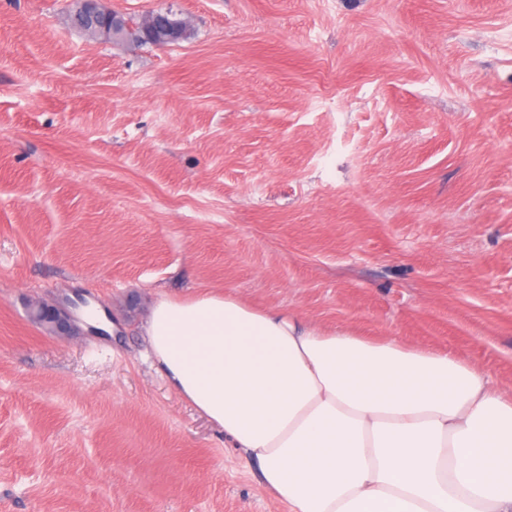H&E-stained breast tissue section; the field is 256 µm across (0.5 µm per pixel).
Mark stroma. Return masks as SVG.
I'll use <instances>...</instances> for the list:
<instances>
[{
  "mask_svg": "<svg viewBox=\"0 0 512 512\" xmlns=\"http://www.w3.org/2000/svg\"><path fill=\"white\" fill-rule=\"evenodd\" d=\"M0 0V512H288L143 322L203 290L512 388V0ZM82 294L112 335L51 336ZM77 2H80V7L75 13L76 17L90 15L92 19L97 18L102 23L99 32H103L107 37H112L114 42L123 41L127 23L122 15L103 9L100 0H77ZM186 29V22L172 13H152L142 26L144 43L164 47L181 38ZM69 304L67 298L57 299L51 303L40 302L33 312V319L51 333L68 336L79 328V319Z\"/></svg>",
  "mask_w": 512,
  "mask_h": 512,
  "instance_id": "1",
  "label": "stroma"
}]
</instances>
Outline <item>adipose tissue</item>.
Returning <instances> with one entry per match:
<instances>
[{
  "label": "adipose tissue",
  "mask_w": 512,
  "mask_h": 512,
  "mask_svg": "<svg viewBox=\"0 0 512 512\" xmlns=\"http://www.w3.org/2000/svg\"><path fill=\"white\" fill-rule=\"evenodd\" d=\"M143 332L290 512H512V389L456 353L213 291L156 299Z\"/></svg>",
  "instance_id": "ef3b65f1"
}]
</instances>
